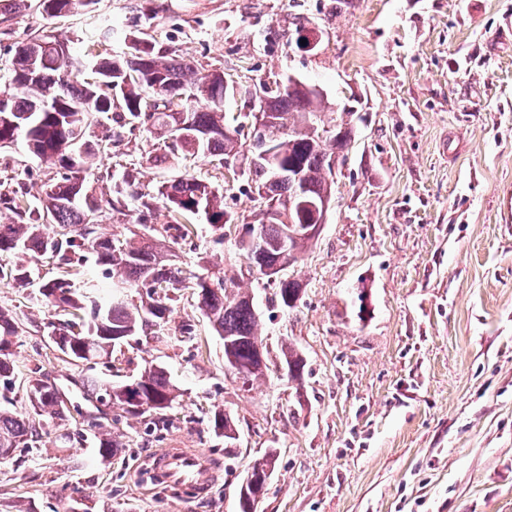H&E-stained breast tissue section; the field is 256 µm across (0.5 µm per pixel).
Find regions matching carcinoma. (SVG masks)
Segmentation results:
<instances>
[{
    "mask_svg": "<svg viewBox=\"0 0 512 512\" xmlns=\"http://www.w3.org/2000/svg\"><path fill=\"white\" fill-rule=\"evenodd\" d=\"M95 0H39L38 8L50 18L67 17L89 7ZM112 37V29H101L88 37L81 55L71 51L72 37L60 32L20 42L13 54L0 64V149L22 143L35 157L60 169V177L45 185L38 196L22 189L0 191V209L13 214L9 224H0V255L15 256L14 265L0 266V282L24 288L32 279V260L48 255L59 275L45 280L38 289L40 300L65 315L51 324V339L70 359L93 369L103 358H112L120 342L134 336L154 318L160 322L171 312L176 292L190 288L197 308L209 319L224 340V366L245 373L250 382L267 369L264 346L253 297L247 292L227 294L226 276H209L186 271L172 259L166 243L177 244L194 234L193 219L205 217L213 232L226 236L224 229L236 218L224 210V194L213 184L192 176L161 184L148 198L137 191L135 177L123 171L113 192L97 194L87 184L93 160L112 153L113 141L99 136L101 121H120L142 127L158 140L168 142L170 153L184 156L217 157L219 162L248 152V172L256 186L265 185L272 168L281 170L276 185L279 206L287 210L296 199L315 201L332 193L334 178L328 161L347 152L354 141L347 123L336 125L332 149L318 137L315 124L321 122L325 97L311 94L287 80H273L266 91V109L274 119L266 129L271 141L285 139L284 152L268 160L263 143L244 142L224 135V72L206 69L179 55L162 51L147 34L131 39V57L117 58L95 50L102 39ZM191 89L195 99L181 97ZM190 114L195 136L173 138L179 110ZM149 211L157 203L167 211L168 223L161 225V238L140 235L129 239L101 236L90 216L125 207L122 198ZM261 229L255 248L246 254L257 269L285 260L284 241L289 225L273 217L263 197L256 198ZM94 265L116 279L112 296L100 301L90 289L80 290L71 277L79 274L85 255ZM281 307L296 306L301 283L283 275L274 281ZM19 323L12 310L0 307V349L13 347ZM14 353L0 352V383L8 387L14 379ZM284 363L293 367V381L302 379L304 360L291 348L283 351ZM96 400L108 397L112 404L132 417L148 411L171 408L177 395L165 369L149 368L133 383L114 387L86 377ZM23 399L34 413L51 422L68 420L71 409L55 384L42 375L32 376L23 389ZM101 424L91 421L87 432L96 440L99 455H112V439L100 432ZM213 430L224 438V456L235 454L236 438L229 434L230 420L222 410L214 413ZM42 434L35 422L13 412L0 410V459L23 446L40 454ZM274 451L250 468L245 493L238 497L239 512H252L264 496L265 466Z\"/></svg>",
    "mask_w": 512,
    "mask_h": 512,
    "instance_id": "1",
    "label": "carcinoma"
}]
</instances>
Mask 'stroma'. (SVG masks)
Returning <instances> with one entry per match:
<instances>
[{
	"label": "stroma",
	"instance_id": "1",
	"mask_svg": "<svg viewBox=\"0 0 512 512\" xmlns=\"http://www.w3.org/2000/svg\"><path fill=\"white\" fill-rule=\"evenodd\" d=\"M151 29L161 48L234 74L254 87L293 74L327 94L326 127L347 121L355 141L334 175L327 221L292 268L302 284L295 308L274 301L264 279L252 292L267 346L265 377L245 383L224 367V344L181 290L161 337L145 332L114 352L128 383L164 367L180 396L172 427L109 410L115 445L64 442L85 429L81 415L52 423L41 456L18 448L0 461V512H65L60 488L90 493L94 512H238L213 414L234 422L245 475L268 449L274 473L259 512H512V39L498 28L512 0H98L92 12L49 18L30 7L0 21V62L40 32L75 36L91 22L126 34ZM317 38L297 48V33ZM119 145L88 179L133 169L140 192L182 175L224 185L227 211L252 216L243 180L223 182L217 159L146 162L156 144L143 128L113 124ZM57 169L23 146L0 151V181L29 194ZM174 245L196 273H239L236 235L217 240L205 218ZM37 285L0 287V306L18 316L16 383L41 370L62 395L82 402L80 369L48 339L54 309ZM306 363L302 381L280 376L281 350ZM188 448L217 468L209 491L191 500L133 479L137 459Z\"/></svg>",
	"mask_w": 512,
	"mask_h": 512
}]
</instances>
